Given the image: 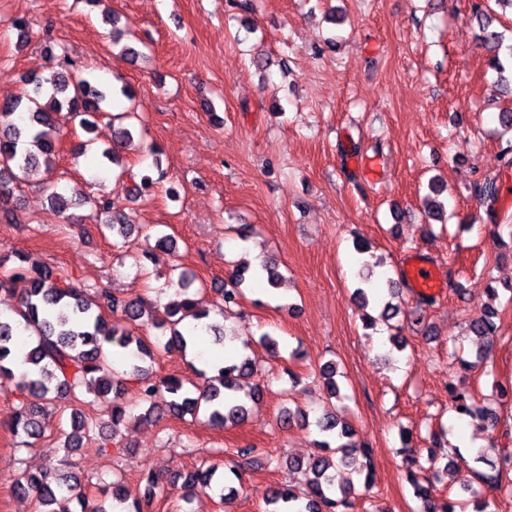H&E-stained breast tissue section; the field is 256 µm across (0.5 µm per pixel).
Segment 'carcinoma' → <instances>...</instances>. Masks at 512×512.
I'll return each mask as SVG.
<instances>
[{
	"label": "carcinoma",
	"instance_id": "1",
	"mask_svg": "<svg viewBox=\"0 0 512 512\" xmlns=\"http://www.w3.org/2000/svg\"><path fill=\"white\" fill-rule=\"evenodd\" d=\"M507 5L512 8V0H473L472 15L482 32L483 44L498 51L502 46V35L492 28V18L487 13L491 4ZM54 70L45 76L30 73L26 82L31 86L32 96L23 103L17 99L0 100V212L8 216L10 208V185L18 179V174H27L39 162L49 169L57 155L56 141L61 134L58 117L66 114L78 123L87 134L91 133L96 120L107 114V106L112 100L114 89L95 80L81 78L74 80L73 61L64 53L52 57ZM118 123L112 146L96 150L97 155L109 163H118L119 149L133 139V130L142 127L143 117L135 108L110 114ZM473 193L486 201L497 196L498 185L494 179H483L473 184ZM86 203L91 208L108 217L106 228L112 234L129 238L136 225L124 212L116 200L108 196H87ZM16 258L19 265L11 272L25 279L29 285L25 296L15 311L18 319L0 316V378L14 374L12 362L17 353L15 348L14 324L24 326L31 341L23 355V363L29 365L24 399L11 421L15 436L25 445L43 435L42 419L53 404L50 393L65 395L80 404H89L108 414L112 432L127 427L131 422L151 417L161 410L183 418L190 415H208L214 425H238L247 420L249 409L238 393L250 388L251 400L260 396L259 387L250 383L256 373L252 360L239 357L224 360L213 366V375L208 377L206 389L194 396L184 389L183 382L173 376H154L145 367L146 362L155 361V351L178 349L186 351L193 338L182 328L183 322L192 319L202 324L201 330L209 332L211 325L206 322L210 309L199 299L187 296L192 284L189 272L180 265L171 266L168 281L177 282L186 298L176 301L160 310L143 301H126L118 298L107 289L99 292L100 302L91 306L83 297V291L74 287L55 267L29 255L14 252L0 255V266ZM253 279H266L275 288L281 283L278 265L265 262L260 270L251 273ZM245 271L236 272L221 290L217 307L227 309L239 305L242 298L241 284ZM397 315L394 305L383 303L380 317L388 322L389 342L399 351L403 350L400 326L390 320ZM496 313L490 312L482 318L470 322V332L490 342L499 333L495 321ZM148 320L161 331L164 342L148 347L143 339L135 334L133 327ZM128 357L130 373L137 377V402L144 407L138 415L130 413L127 404L121 402L124 379L115 367V358ZM327 392L326 401L319 407L314 426L322 439L315 441L318 451L306 458L286 460L288 470L302 475V487L278 485L269 490L266 497L269 512H347L350 507V494L354 484L341 483L338 476L345 467L356 466L358 472L365 473L364 487L373 484V470L370 450L353 441V431L349 425L338 421L336 405L331 399L337 396L336 363L328 361L320 367ZM448 394L455 408H463L462 414L478 416L490 422L495 418L483 408H476L466 402L464 395L457 391L453 381H448ZM79 420L73 422V432L64 441L63 447L76 451L83 440L82 433L89 431L90 422L80 410ZM407 478L423 499V512H455L454 505L438 503L430 497L428 488L419 482L414 467L417 461L407 459ZM474 462L488 466V471H475V475L487 484L500 485L502 474L512 470V454L504 451L494 460L485 453H478ZM217 467L208 465L182 476L181 488L203 491L213 489L212 480ZM147 493L140 502L126 504L118 480L112 481L110 495L98 503H90L80 480L74 473L53 480L51 472H23L16 482V491L33 497L39 505V512H72L70 504L77 503L81 512H150L160 481L152 473L147 474Z\"/></svg>",
	"mask_w": 512,
	"mask_h": 512
}]
</instances>
